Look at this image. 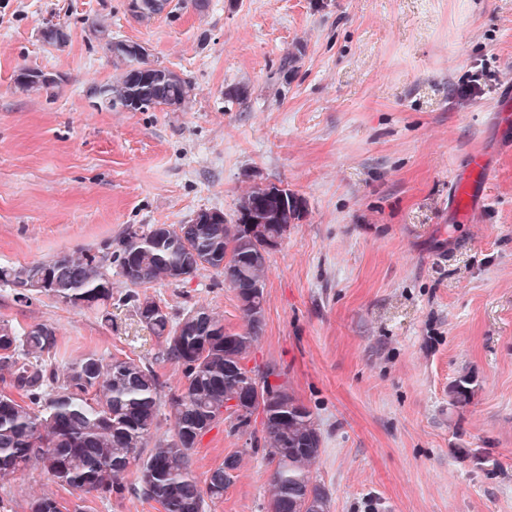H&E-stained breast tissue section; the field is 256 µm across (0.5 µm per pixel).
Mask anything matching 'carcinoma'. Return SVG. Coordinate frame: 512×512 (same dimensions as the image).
Wrapping results in <instances>:
<instances>
[{"label":"carcinoma","instance_id":"carcinoma-1","mask_svg":"<svg viewBox=\"0 0 512 512\" xmlns=\"http://www.w3.org/2000/svg\"><path fill=\"white\" fill-rule=\"evenodd\" d=\"M144 82L125 69L103 85L101 103L138 112L181 109L191 83L166 68L134 56ZM264 205L267 239L243 227L245 212ZM295 221V208L267 198L252 187L241 195L235 217L218 224H157L130 228L118 249L102 255L60 256L50 261L0 268V282L14 287V299L28 302L44 294L72 307L105 306L112 300L106 264L114 263L133 285L177 282L201 268L224 273L240 302L246 329L234 332L206 307L188 310L174 321L156 303L137 293L126 296L139 322L165 343L166 358L178 363L182 381L169 398L173 435L153 447L148 439L160 411L159 378L154 369L129 356L110 362L91 354L58 370L55 330L46 324L16 328L0 324V371L9 378L0 392V483L30 463L54 483L100 498H122L128 491L158 503L162 512H203L205 499H220L236 478L241 454L235 452L200 482L191 470V452L204 428L222 419L243 432L261 416L264 456L274 466L271 507L276 512H329L325 488L310 478L320 456L322 435L310 410L289 393L276 367L245 364L263 326L264 257L281 225ZM49 277L42 288L43 277ZM240 401L237 416L224 405ZM49 495L31 500L29 512H61Z\"/></svg>","mask_w":512,"mask_h":512}]
</instances>
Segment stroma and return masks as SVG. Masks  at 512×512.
I'll return each mask as SVG.
<instances>
[{
	"label": "stroma",
	"mask_w": 512,
	"mask_h": 512,
	"mask_svg": "<svg viewBox=\"0 0 512 512\" xmlns=\"http://www.w3.org/2000/svg\"><path fill=\"white\" fill-rule=\"evenodd\" d=\"M51 22L64 45L42 41ZM109 39L189 80L185 106H93L91 89L126 67ZM21 68L56 77L54 92L16 93ZM473 153L491 177L462 224L449 183ZM268 182L305 207L268 255L248 362L275 365L315 418L312 477L330 512H512V0H169L149 18L129 0H0V266L98 253L132 225L230 218ZM108 273L107 311L19 303L0 283V322L52 326L60 364L94 352L153 365L165 401L181 369L126 294L244 327L213 269L140 287ZM256 445L221 422L200 437L198 479L243 454L205 512H269L273 467ZM52 490L84 512H160L55 488L35 465L0 499L28 512Z\"/></svg>",
	"instance_id": "1"
}]
</instances>
